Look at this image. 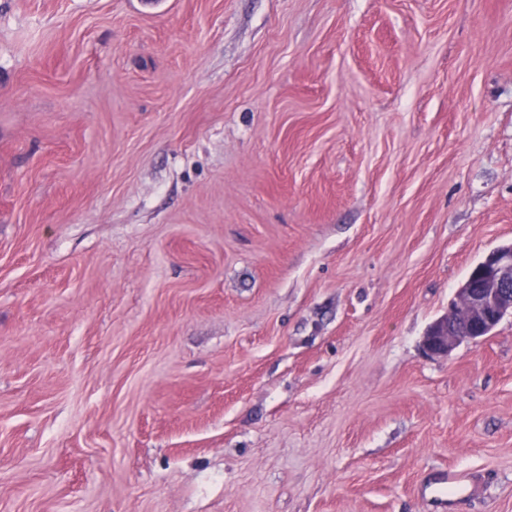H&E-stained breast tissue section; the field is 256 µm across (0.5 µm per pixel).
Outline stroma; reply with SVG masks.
I'll return each instance as SVG.
<instances>
[{"instance_id":"35a3bbf8","label":"stroma","mask_w":512,"mask_h":512,"mask_svg":"<svg viewBox=\"0 0 512 512\" xmlns=\"http://www.w3.org/2000/svg\"><path fill=\"white\" fill-rule=\"evenodd\" d=\"M512 0H0V512H512ZM460 306L435 320L422 346L430 357L448 358L463 340L487 336L512 314V244L495 248L477 263L457 290ZM436 485L448 487V512L456 510L458 502L473 492L469 473L456 468H448L447 473L438 480Z\"/></svg>"}]
</instances>
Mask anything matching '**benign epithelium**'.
I'll use <instances>...</instances> for the list:
<instances>
[{
  "label": "benign epithelium",
  "instance_id": "obj_1",
  "mask_svg": "<svg viewBox=\"0 0 512 512\" xmlns=\"http://www.w3.org/2000/svg\"><path fill=\"white\" fill-rule=\"evenodd\" d=\"M459 307L435 320L422 346L430 357L446 358L464 340L487 336L512 314V244L495 248L477 263L457 290Z\"/></svg>",
  "mask_w": 512,
  "mask_h": 512
}]
</instances>
